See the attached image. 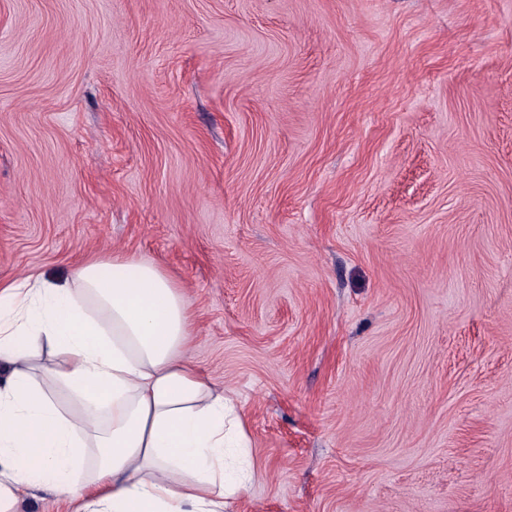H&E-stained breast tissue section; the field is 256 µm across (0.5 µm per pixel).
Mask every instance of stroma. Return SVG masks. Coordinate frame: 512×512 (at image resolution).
<instances>
[{
    "mask_svg": "<svg viewBox=\"0 0 512 512\" xmlns=\"http://www.w3.org/2000/svg\"><path fill=\"white\" fill-rule=\"evenodd\" d=\"M115 253L246 420L231 512H512V0H0V281Z\"/></svg>",
    "mask_w": 512,
    "mask_h": 512,
    "instance_id": "35a3bbf8",
    "label": "stroma"
}]
</instances>
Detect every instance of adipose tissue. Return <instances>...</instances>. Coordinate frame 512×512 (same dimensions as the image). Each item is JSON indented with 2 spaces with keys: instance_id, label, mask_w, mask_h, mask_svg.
<instances>
[{
  "instance_id": "1",
  "label": "adipose tissue",
  "mask_w": 512,
  "mask_h": 512,
  "mask_svg": "<svg viewBox=\"0 0 512 512\" xmlns=\"http://www.w3.org/2000/svg\"><path fill=\"white\" fill-rule=\"evenodd\" d=\"M192 326L176 280L122 253L1 286L0 512L41 476L69 512H228L250 440L190 359Z\"/></svg>"
}]
</instances>
